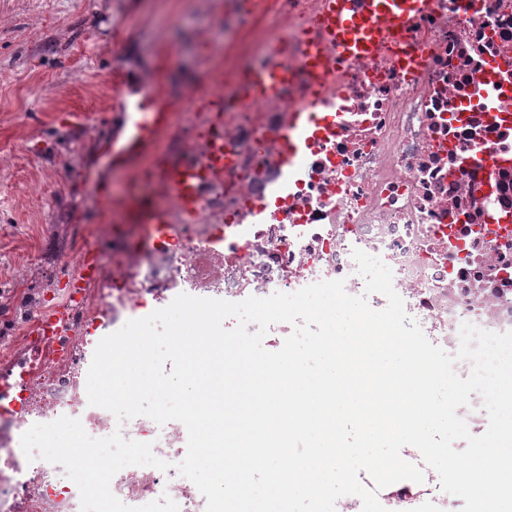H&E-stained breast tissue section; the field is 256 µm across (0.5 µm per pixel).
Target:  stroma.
Listing matches in <instances>:
<instances>
[{"label": "stroma", "mask_w": 512, "mask_h": 512, "mask_svg": "<svg viewBox=\"0 0 512 512\" xmlns=\"http://www.w3.org/2000/svg\"><path fill=\"white\" fill-rule=\"evenodd\" d=\"M237 2L228 13L224 0H0V290L14 289L20 265L37 273L31 289L57 288L72 253L111 254L95 228L112 207L86 179L101 171L117 190L138 173L109 168L102 152L139 101L134 79L173 92L205 79L250 7ZM66 112L82 124L61 122Z\"/></svg>", "instance_id": "stroma-1"}]
</instances>
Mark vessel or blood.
Returning a JSON list of instances; mask_svg holds the SVG:
<instances>
[{"label": "vessel or blood", "instance_id": "obj_1", "mask_svg": "<svg viewBox=\"0 0 512 512\" xmlns=\"http://www.w3.org/2000/svg\"><path fill=\"white\" fill-rule=\"evenodd\" d=\"M432 0H326L317 22L323 41L313 48L304 64L314 79L325 73V53L333 51L337 59L361 61L369 58L381 45L402 43V25L428 13ZM288 59L273 51L267 68L252 72L251 96L260 98L275 92L289 77ZM142 107L124 113L123 122L112 138L107 155L111 167L124 168L142 154H150V173L163 189L169 203H174L186 218H194L218 174L223 172L228 157L223 140H213L203 160H174L154 151L158 136L171 131L174 115L188 111L186 101L170 99L154 82H143L139 89ZM121 208L129 223L142 231L134 241L139 251L164 248L179 232L166 206L144 190L141 180H132L121 199ZM97 250H85L79 273L69 279L70 291L85 287L98 273Z\"/></svg>", "mask_w": 512, "mask_h": 512}]
</instances>
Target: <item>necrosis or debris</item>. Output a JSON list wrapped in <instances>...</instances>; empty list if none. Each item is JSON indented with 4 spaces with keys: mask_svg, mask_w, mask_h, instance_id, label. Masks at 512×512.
<instances>
[{
    "mask_svg": "<svg viewBox=\"0 0 512 512\" xmlns=\"http://www.w3.org/2000/svg\"><path fill=\"white\" fill-rule=\"evenodd\" d=\"M321 0H256L252 30L292 33L289 55L302 58L314 37ZM408 43L424 49L422 68L406 73L384 49L372 60L333 67L318 102L303 68L283 92L249 100L241 82L255 52L241 30L224 33L231 66L211 75L209 98L224 117L204 135L177 133L174 155L203 157L221 135L232 166L208 192L185 234L157 252L125 245L133 226L102 224L112 268L78 296L59 336L36 325L49 311L23 297L16 335L0 338V512H80L77 486L62 466L26 457L22 434L67 416L94 438L121 432L149 442L168 470L129 466L111 481L125 504L167 496L179 512H206V499L177 472L188 433L177 421L139 416L118 421L88 404L86 379L102 338L140 311L179 294L239 302L343 280L372 309L387 300L366 293L353 249L379 257L393 287L426 337L456 353L459 328L512 331V0H434L407 25ZM313 104L319 117L302 130L289 120ZM302 151L282 165L284 140ZM423 486L382 496L388 512H461L433 469Z\"/></svg>",
    "mask_w": 512,
    "mask_h": 512,
    "instance_id": "1",
    "label": "necrosis or debris"
}]
</instances>
